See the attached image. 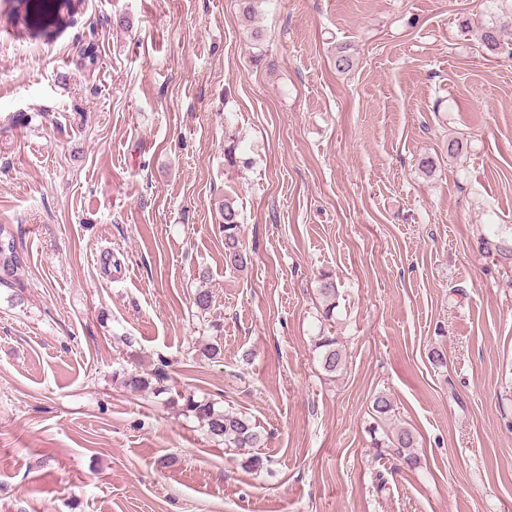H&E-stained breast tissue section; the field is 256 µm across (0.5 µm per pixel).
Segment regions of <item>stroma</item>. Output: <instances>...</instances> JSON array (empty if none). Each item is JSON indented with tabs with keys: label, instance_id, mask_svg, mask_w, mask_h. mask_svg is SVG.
I'll return each mask as SVG.
<instances>
[{
	"label": "stroma",
	"instance_id": "obj_1",
	"mask_svg": "<svg viewBox=\"0 0 512 512\" xmlns=\"http://www.w3.org/2000/svg\"><path fill=\"white\" fill-rule=\"evenodd\" d=\"M12 6L0 512H512V269L479 249L512 236V30L497 53L477 39L512 0H256L250 24L240 0H78L46 34ZM228 195L242 271L224 265ZM323 331L346 354L333 377ZM133 351L264 426L262 468L121 387ZM380 392L415 468L374 445Z\"/></svg>",
	"mask_w": 512,
	"mask_h": 512
}]
</instances>
